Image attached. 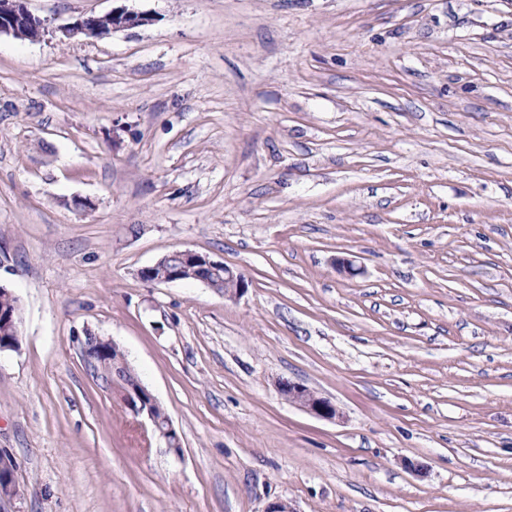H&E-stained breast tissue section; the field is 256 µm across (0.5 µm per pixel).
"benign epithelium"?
Instances as JSON below:
<instances>
[{"label": "benign epithelium", "instance_id": "1", "mask_svg": "<svg viewBox=\"0 0 512 512\" xmlns=\"http://www.w3.org/2000/svg\"><path fill=\"white\" fill-rule=\"evenodd\" d=\"M26 0H0V36L10 35L15 38L39 41L50 33V22L33 14L25 5ZM154 21L151 14L129 9L124 5L113 8L104 15L84 14L67 26L57 28L63 37L71 39L84 37L98 39L117 29L144 27ZM190 278L211 284V278L224 272V295L237 296L244 292L247 283L244 277L234 272L221 261L191 250H175L152 266L143 268L140 275L153 277L156 283H170L185 279L184 272ZM0 335L10 336L12 340L0 343V353L19 349L21 336V316L18 311L0 310ZM122 380V398L128 410L135 416H145L151 422L153 431L163 438L174 452V440L178 435L170 420L161 421L157 418L154 407L157 399L152 392L139 380L124 379L122 372H116ZM279 393L289 402L305 411L325 419L338 416L336 406L327 398L322 397L305 385L288 379L278 381ZM15 465L6 455L0 456V503L14 502L21 499L22 490L15 476Z\"/></svg>", "mask_w": 512, "mask_h": 512}]
</instances>
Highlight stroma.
I'll use <instances>...</instances> for the list:
<instances>
[{
  "mask_svg": "<svg viewBox=\"0 0 512 512\" xmlns=\"http://www.w3.org/2000/svg\"><path fill=\"white\" fill-rule=\"evenodd\" d=\"M128 5L153 23L0 37V512H512V0ZM185 249L247 290L140 278ZM5 307L9 309L19 308L18 298L9 299L0 295V335L5 340L8 336H13L10 342L4 341L0 343V354L7 351H16L19 349L20 336H21V316L20 311L2 310ZM2 310V311H1ZM122 375V372H116V377L121 380L124 386L122 389V398L128 410L134 416H146L153 426V431L157 432L158 435L165 440L169 449L176 453L180 452L181 448H175L174 440L178 438V435L170 419L168 418L167 420L161 421L157 418V416L159 418H166L167 415L165 409L159 403L157 405L156 397L139 379H127L125 377V379L122 380ZM277 388L289 402L318 417L335 419L339 414L336 406L328 398L319 396L303 384L282 379L278 381ZM15 465L6 455L0 456V505L2 502H14L21 499L22 490L15 476Z\"/></svg>",
  "mask_w": 512,
  "mask_h": 512,
  "instance_id": "35a3bbf8",
  "label": "stroma"
}]
</instances>
